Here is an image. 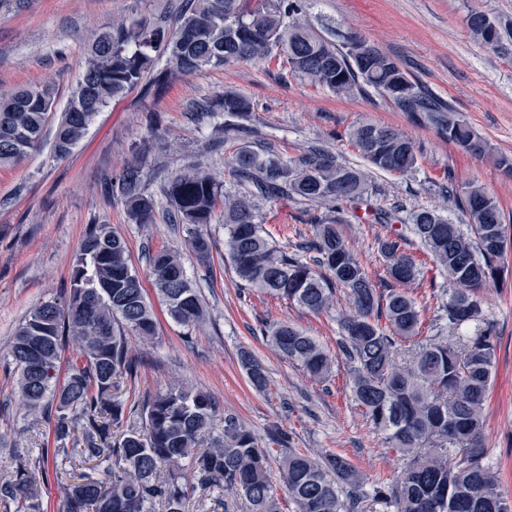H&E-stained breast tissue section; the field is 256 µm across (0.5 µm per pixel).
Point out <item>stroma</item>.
Masks as SVG:
<instances>
[{"instance_id": "obj_1", "label": "stroma", "mask_w": 512, "mask_h": 512, "mask_svg": "<svg viewBox=\"0 0 512 512\" xmlns=\"http://www.w3.org/2000/svg\"><path fill=\"white\" fill-rule=\"evenodd\" d=\"M179 0H0V93L49 84L55 110L63 112L81 74L89 36L128 16H171ZM479 9L512 21V0H304L303 15L328 39L340 43L356 33L399 62L425 88L454 107L496 151L512 154V42L491 51L476 42L464 18ZM234 89L255 104L238 129L225 133L217 113L198 122L185 112L191 102L215 99ZM159 112L160 125L148 122ZM363 123L401 130L414 142L418 163L405 176L373 172V200L400 203L405 210L441 203L444 174L457 185H482L499 201L512 225V172L491 159H475L442 139L435 128L398 111L373 94L346 100L297 77H282L278 61L244 63L177 80L162 97L137 89L99 112L83 142L65 159L42 143L19 165L0 168V479L11 476L17 458L52 445L44 418L21 403L10 356L19 323L42 301L64 293L86 231L109 224L127 241L141 278H148V251L178 252L187 276L200 292L208 315L198 327L176 323L154 302L157 335L133 342L139 362L135 382L122 389L144 396L174 382L211 395L218 414H233L253 430L260 444L275 447L286 433L301 451L341 453L365 478L366 486L392 481L408 459L387 448L363 419L349 389V365L338 358L330 381L317 383L282 358L262 335L264 324L288 322L336 351L338 318L346 298L314 315L245 289L224 265V220L210 226L212 258L196 260L183 225L158 217L151 228L128 223L120 202L108 200L107 185L134 163L136 148L147 157L145 189L159 208L170 175L192 164L210 167L236 194L230 175L234 150L271 147L295 160L314 146L357 167L365 162L348 134ZM265 227L279 243L310 237L318 209L296 200L263 206ZM341 230L378 288L390 287L378 241L379 224L354 221ZM499 344L485 405L484 442L500 474V491L512 498V277L485 291ZM250 352L264 366L268 385L256 390L240 365Z\"/></svg>"}]
</instances>
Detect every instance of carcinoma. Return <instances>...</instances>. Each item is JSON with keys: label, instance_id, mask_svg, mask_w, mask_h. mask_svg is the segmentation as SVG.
I'll list each match as a JSON object with an SVG mask.
<instances>
[{"label": "carcinoma", "instance_id": "obj_1", "mask_svg": "<svg viewBox=\"0 0 512 512\" xmlns=\"http://www.w3.org/2000/svg\"><path fill=\"white\" fill-rule=\"evenodd\" d=\"M302 0H185L175 27L131 17L95 33L79 80L52 133L55 155L66 157L84 140L95 117L112 100L143 85L160 93L179 78L206 69L284 58L287 72L338 98L376 93L399 111L427 121L440 137L472 158H492L512 171V156L496 154L455 109L427 94L396 60L379 51L355 56L351 34L335 44L300 19ZM474 38L497 49L512 28L482 11L465 17ZM55 90L49 85L0 94V167L23 161L42 141L51 121ZM252 100L227 90L195 104L190 117L222 112L242 118ZM349 139L372 168L415 170L413 142L399 131L361 124ZM232 175L242 188L230 197L224 183L200 164L174 174L163 188L169 223L186 226L199 261L211 254L207 226L223 208L229 269L247 288L312 314L327 311L337 291L353 311L340 321L339 348L350 366V388L362 415L388 447L411 457L393 482L365 490L364 478L343 454L313 456L283 448L278 477L271 453L232 414L223 435L210 438L216 405L205 392L175 385L134 402L118 394L119 380L138 374L129 338L156 334L154 311L125 240L109 224L86 233L69 288L41 303L19 324L11 347L18 392L47 420L54 447L43 448L34 467L26 459L0 481V502L17 512H42L41 483L49 473L69 474L63 512H185L187 489L219 487L242 497L249 512H280L277 489L296 512H365L370 496L393 512H512L498 489L483 441L484 405L498 346L482 291L504 281L512 229L497 199L475 184L443 187L446 201L466 223L455 224L434 207L407 217L402 208L372 203V189L357 168L311 151L286 161L270 148L235 151ZM144 168L134 164L112 179L107 195L120 201L128 223H156L158 208L144 189ZM317 204L312 239L280 246L263 227L261 205L281 199ZM382 224L379 252L395 287L382 292L338 228L346 215ZM413 236L432 257L449 288L434 292L433 335L415 298L401 287L424 276L406 251ZM152 286L170 317L198 324L204 308L180 256L161 250L148 256ZM274 349L318 383L331 376L333 359L320 342L285 323L262 329ZM75 357L61 366L68 342ZM240 363L251 385L267 386L265 368L250 353ZM120 430L114 437L111 428ZM93 464L90 474L78 467Z\"/></svg>", "mask_w": 512, "mask_h": 512}]
</instances>
